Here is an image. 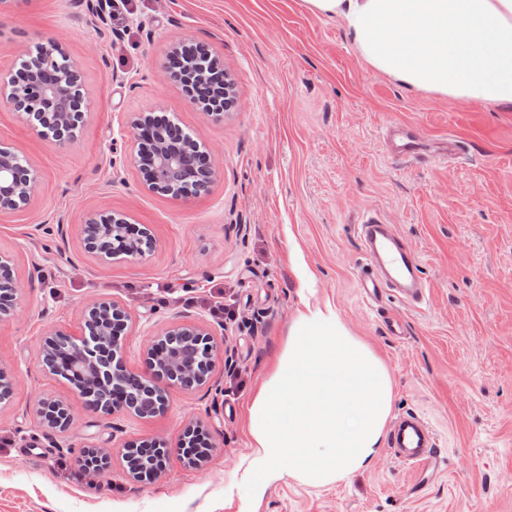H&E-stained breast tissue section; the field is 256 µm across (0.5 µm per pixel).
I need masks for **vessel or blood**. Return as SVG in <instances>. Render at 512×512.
Instances as JSON below:
<instances>
[{
  "label": "vessel or blood",
  "instance_id": "obj_1",
  "mask_svg": "<svg viewBox=\"0 0 512 512\" xmlns=\"http://www.w3.org/2000/svg\"><path fill=\"white\" fill-rule=\"evenodd\" d=\"M387 151L397 157H414L413 133L403 125L389 129L385 137ZM361 247L368 259L361 269L357 286L362 298L376 299L395 292L405 303L416 305L426 298V285L418 275V261L408 243L378 215H367L359 226ZM392 446L397 458L417 469H429L437 463L436 439L432 427L421 417H400L393 427Z\"/></svg>",
  "mask_w": 512,
  "mask_h": 512
}]
</instances>
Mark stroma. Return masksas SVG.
<instances>
[{"instance_id":"obj_1","label":"stroma","mask_w":512,"mask_h":512,"mask_svg":"<svg viewBox=\"0 0 512 512\" xmlns=\"http://www.w3.org/2000/svg\"><path fill=\"white\" fill-rule=\"evenodd\" d=\"M60 41L83 75L89 105L70 144L56 145L0 105V149L29 160L40 183L28 203L0 211V252L20 285L0 318V370L15 381L0 405V512H512V108L451 102L406 88L363 64L340 21L302 0H0V71ZM192 40L220 60L236 103L222 117L193 104L169 55ZM163 113L202 144L208 191L150 189L129 155L132 124ZM426 142L453 136L456 157L394 159L392 123ZM379 213L411 246L428 300L379 302L356 288L365 263L358 226ZM128 217L153 247L139 262L89 253L91 216ZM313 276L302 288L301 273ZM128 316L119 357L141 368L148 339L172 322L210 336L206 384L169 389L152 417L90 408L42 367L55 329L81 334L93 305ZM332 305L387 365L393 416L421 415L441 450L418 473L383 444L375 464L321 487L293 479L253 500L246 407L303 305ZM400 316L395 337L386 318ZM64 401L70 431L48 428L39 399ZM215 448L188 465L184 430ZM163 442L167 470L150 483L128 473L129 442ZM110 461L78 468L86 448Z\"/></svg>"}]
</instances>
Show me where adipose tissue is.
I'll use <instances>...</instances> for the list:
<instances>
[{"mask_svg": "<svg viewBox=\"0 0 512 512\" xmlns=\"http://www.w3.org/2000/svg\"><path fill=\"white\" fill-rule=\"evenodd\" d=\"M339 20L358 58L448 100L512 106V0H303ZM393 388L386 365L332 306L300 311L247 407L254 498L291 478L338 484L371 467Z\"/></svg>", "mask_w": 512, "mask_h": 512, "instance_id": "obj_1", "label": "adipose tissue"}]
</instances>
